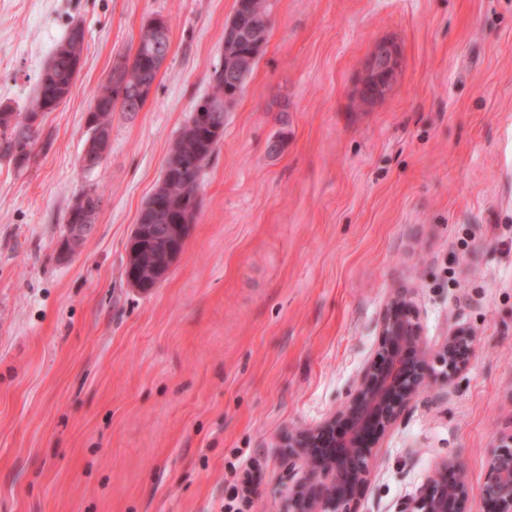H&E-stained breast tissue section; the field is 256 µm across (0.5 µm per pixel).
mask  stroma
<instances>
[{
	"label": "stroma",
	"mask_w": 512,
	"mask_h": 512,
	"mask_svg": "<svg viewBox=\"0 0 512 512\" xmlns=\"http://www.w3.org/2000/svg\"><path fill=\"white\" fill-rule=\"evenodd\" d=\"M266 45L226 114L182 253L150 292L126 252L173 141L211 91L235 0H0V108L25 111L55 44L86 30L67 100L24 169L0 158V512H277L275 444L347 398L391 289L424 337L477 353L374 450L358 512H393L434 463L464 465L470 512L512 422V0H271ZM167 59L111 149L82 163L86 115L143 23ZM382 40L401 67L363 105ZM102 193L92 234L65 216ZM253 476L250 494L242 482ZM71 213L77 216L78 223L72 224L73 218L70 212L66 218V234L62 240L61 248L68 254H75L79 251L83 242L92 233L98 208L88 202L86 193L81 192L71 206Z\"/></svg>",
	"instance_id": "stroma-1"
}]
</instances>
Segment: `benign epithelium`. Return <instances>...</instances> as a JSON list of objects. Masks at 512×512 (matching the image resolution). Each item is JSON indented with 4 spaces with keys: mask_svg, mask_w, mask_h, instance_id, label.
I'll return each mask as SVG.
<instances>
[{
    "mask_svg": "<svg viewBox=\"0 0 512 512\" xmlns=\"http://www.w3.org/2000/svg\"><path fill=\"white\" fill-rule=\"evenodd\" d=\"M224 40L236 44L237 54L227 65L240 71L257 60L267 40V27L251 21L249 0H236L224 27ZM400 54L391 42L378 43L366 60L359 99L365 104L390 91ZM109 141L90 133L82 161L91 168L108 154ZM140 210L127 246L129 284L149 292L168 274L182 252L191 223V210L169 203L164 181ZM78 223L66 225L61 248L79 251L92 233L98 208L80 193L71 206ZM375 353L357 374L343 404L320 424L288 431L278 443L288 460V486L283 512H357L360 490L369 482L374 448L411 409L421 394L448 395L447 387L476 357V336L465 325L451 326L431 348L423 338L413 293H390L375 323ZM480 496L494 512H512V426L501 431L487 457V474ZM471 488L463 464L439 460L416 494L397 502L394 512H469Z\"/></svg>",
    "mask_w": 512,
    "mask_h": 512,
    "instance_id": "1",
    "label": "benign epithelium"
}]
</instances>
